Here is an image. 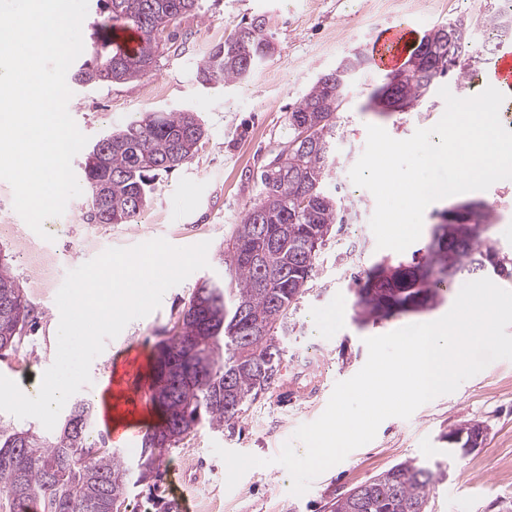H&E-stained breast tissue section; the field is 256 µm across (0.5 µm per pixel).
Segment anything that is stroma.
Listing matches in <instances>:
<instances>
[{
    "mask_svg": "<svg viewBox=\"0 0 512 512\" xmlns=\"http://www.w3.org/2000/svg\"><path fill=\"white\" fill-rule=\"evenodd\" d=\"M198 15L185 18L173 44L154 70L127 83L73 87L70 115L78 129L98 140L110 129L149 112L197 113L206 129L193 160L160 176L149 208L129 224L87 221V198L71 199L62 216L47 219L39 237L13 207V190L0 180V261L8 263L32 310L33 324L16 346L0 353V375L21 388L37 386L56 355L59 311L56 294L68 271L110 247H131L156 239L184 247L209 242L207 268L166 291L161 306L131 321L91 364L90 385L76 397L89 399L103 382L100 371L125 350L139 349L138 376L149 373V354L168 336L194 289L222 275L219 255L234 224L259 197L257 172L288 145V114L318 77L335 70L340 59L365 50L380 28L399 19L417 24L424 35L440 24L475 22L490 14L496 0H200ZM256 19L266 22L276 54L245 81L206 85L197 72L204 48L223 42L229 32ZM385 75L367 68L351 81L338 114L335 163L327 187L344 207L322 247L310 289L289 315L294 326L284 345L283 366L313 365L323 382L311 399L285 406L268 392L249 406L234 428L221 432L199 427L166 454L159 489L133 488L127 512H163L166 502L190 492V512H329L328 505L392 465L417 459L435 472L429 512H512V361L497 360L465 380L451 394L419 407L410 418L391 417L370 443L313 480L301 496L291 494V477L280 465L249 470L235 486L225 485L226 466L212 444L271 459L297 428L325 410L337 382L353 377L368 356L365 338L445 315L456 295L433 309L402 314L377 323L361 322L354 310L353 278L383 259L411 260L414 249L430 241L433 224L453 205L482 201L493 208L488 236L501 254L512 257V180L430 204L414 249H380L370 228L375 198L356 186L349 171L361 156L367 125H378L404 140L416 129L433 127L445 102L430 92L413 110L377 112L370 98ZM52 272H44V261ZM469 422L484 427L482 448L463 456L448 453V433Z\"/></svg>",
    "mask_w": 512,
    "mask_h": 512,
    "instance_id": "35a3bbf8",
    "label": "stroma"
}]
</instances>
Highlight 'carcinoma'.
<instances>
[{
	"label": "carcinoma",
	"mask_w": 512,
	"mask_h": 512,
	"mask_svg": "<svg viewBox=\"0 0 512 512\" xmlns=\"http://www.w3.org/2000/svg\"><path fill=\"white\" fill-rule=\"evenodd\" d=\"M499 10L455 38L462 53L477 31L493 27L492 37L512 38V25ZM200 11L199 0H105L103 20L93 25L72 74L77 85L96 86L137 80L149 73L160 54L154 32L171 17ZM115 27L140 33L136 50L111 46ZM449 25L430 30L411 58L426 57V67L408 70L382 105L399 108L424 98L448 74ZM272 35L259 21L234 29L208 53L198 72L207 85L242 81L273 58ZM350 82L334 73L320 77L288 115L291 137L262 170L260 197L226 240L224 275L208 288H196L172 334L153 348L151 403L162 421L147 431L137 457L128 461L101 434H92L90 404H73L51 438L30 430L0 429V507L9 512L33 505L37 512H123L130 488L157 481L166 453L195 427L214 431L234 426L249 404L281 381L283 342L293 327L288 314L309 290L324 238L338 221L340 205L325 179L333 157L336 110L344 105ZM206 136L190 111L154 112L108 131L95 154L93 143L83 167L87 219L94 224H127L147 209L155 180L189 163ZM448 213L443 233L431 234L427 254L409 262L384 259L355 283V308L364 320L434 307L459 276L499 273L512 279V258L474 233L492 223V209ZM31 309L9 267L0 265V351L14 348ZM435 473L414 459L398 462L331 504V512H428Z\"/></svg>",
	"instance_id": "1"
}]
</instances>
